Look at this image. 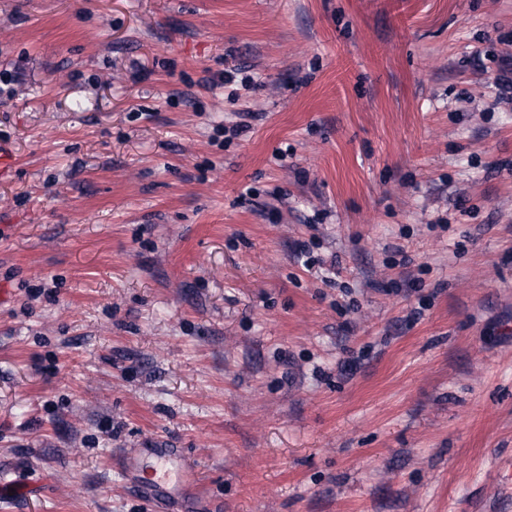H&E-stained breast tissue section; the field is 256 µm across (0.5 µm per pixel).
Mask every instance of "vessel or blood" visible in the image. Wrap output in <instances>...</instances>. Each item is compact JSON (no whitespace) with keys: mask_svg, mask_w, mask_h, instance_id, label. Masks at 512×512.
Returning a JSON list of instances; mask_svg holds the SVG:
<instances>
[{"mask_svg":"<svg viewBox=\"0 0 512 512\" xmlns=\"http://www.w3.org/2000/svg\"><path fill=\"white\" fill-rule=\"evenodd\" d=\"M125 468L141 469L142 483L161 501L176 497L188 481V473L172 448H140L128 455Z\"/></svg>","mask_w":512,"mask_h":512,"instance_id":"1","label":"vessel or blood"}]
</instances>
